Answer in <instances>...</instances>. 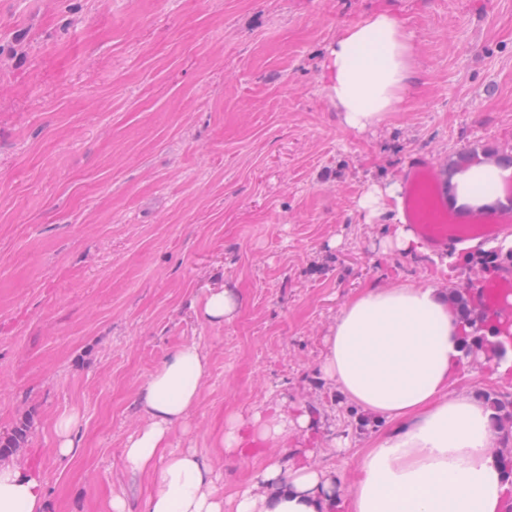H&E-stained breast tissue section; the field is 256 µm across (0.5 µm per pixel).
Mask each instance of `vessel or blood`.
I'll use <instances>...</instances> for the list:
<instances>
[{
    "instance_id": "obj_1",
    "label": "vessel or blood",
    "mask_w": 512,
    "mask_h": 512,
    "mask_svg": "<svg viewBox=\"0 0 512 512\" xmlns=\"http://www.w3.org/2000/svg\"><path fill=\"white\" fill-rule=\"evenodd\" d=\"M400 216L434 252L452 251L471 243L512 236V197L492 213L455 211L443 194L439 168L427 154L409 157L402 174ZM475 307L491 327L512 326V272L484 274L472 280Z\"/></svg>"
}]
</instances>
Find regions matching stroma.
<instances>
[{
	"label": "stroma",
	"instance_id": "obj_1",
	"mask_svg": "<svg viewBox=\"0 0 512 512\" xmlns=\"http://www.w3.org/2000/svg\"><path fill=\"white\" fill-rule=\"evenodd\" d=\"M381 11L403 21L420 84L358 132L326 97L327 48ZM476 147L512 155V0H0V435L31 421L13 457L47 512H108L116 490L143 507L154 481L122 459L137 394L188 342L209 373L169 447L195 449L224 494L290 450L352 478L389 426L318 370L340 308L482 270L384 249L390 216L366 223L358 201L412 153L443 167ZM217 282L241 306L209 323L195 309ZM455 388L512 400V376L483 365ZM276 404L310 410V436L226 459L225 418ZM71 413L80 452L64 460L54 425Z\"/></svg>",
	"mask_w": 512,
	"mask_h": 512
}]
</instances>
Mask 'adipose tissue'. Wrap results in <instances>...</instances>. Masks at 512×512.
I'll use <instances>...</instances> for the list:
<instances>
[{"mask_svg":"<svg viewBox=\"0 0 512 512\" xmlns=\"http://www.w3.org/2000/svg\"><path fill=\"white\" fill-rule=\"evenodd\" d=\"M326 80L345 126L362 132L384 122L417 81L402 22L384 11L340 28ZM450 184L458 205L488 209L504 199L512 167L472 163L454 169ZM461 336L448 296L432 285H373L349 299L325 338L320 369L389 431L357 454L361 476L350 487L302 460L273 456L254 473L253 487L230 497L217 490L202 457L168 447L172 430L188 424L208 372L199 345L175 348L139 391L146 422L123 450L127 471L156 480L145 512H512L494 414L453 389L466 361ZM312 426L304 410L233 414L219 446L239 456L246 441L279 446ZM45 510L39 475L0 463V512Z\"/></svg>","mask_w":512,"mask_h":512,"instance_id":"obj_1","label":"adipose tissue"}]
</instances>
